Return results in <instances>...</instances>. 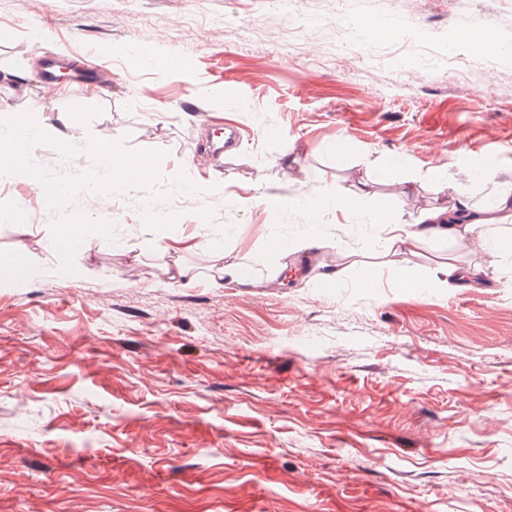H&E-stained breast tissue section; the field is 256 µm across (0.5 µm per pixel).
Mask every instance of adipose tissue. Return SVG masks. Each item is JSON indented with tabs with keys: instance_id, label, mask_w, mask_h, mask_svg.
I'll return each mask as SVG.
<instances>
[{
	"instance_id": "adipose-tissue-1",
	"label": "adipose tissue",
	"mask_w": 512,
	"mask_h": 512,
	"mask_svg": "<svg viewBox=\"0 0 512 512\" xmlns=\"http://www.w3.org/2000/svg\"><path fill=\"white\" fill-rule=\"evenodd\" d=\"M308 217H316L330 209H347L362 213L369 223L392 221V208L387 198L378 195L372 182L364 181L344 190L323 189L314 195H305L299 203ZM512 218V188L503 189L474 204L467 188L458 187L453 191L450 209H437L427 213L422 223L399 228L387 240V247L397 251L407 244L424 238H442L453 242L465 240L476 224H499Z\"/></svg>"
}]
</instances>
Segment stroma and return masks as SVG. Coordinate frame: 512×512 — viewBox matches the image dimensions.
Returning a JSON list of instances; mask_svg holds the SVG:
<instances>
[{
	"instance_id": "obj_1",
	"label": "stroma",
	"mask_w": 512,
	"mask_h": 512,
	"mask_svg": "<svg viewBox=\"0 0 512 512\" xmlns=\"http://www.w3.org/2000/svg\"><path fill=\"white\" fill-rule=\"evenodd\" d=\"M364 19L388 34L363 37ZM479 24L503 52L466 39ZM98 41L93 80L39 102L35 56ZM509 73L512 0H0V118L78 148L36 146L38 163L82 173L88 136L119 139L200 188L80 193L67 215L115 230L67 275L56 212L0 175V512H512V255L435 238L388 253L383 227L297 204L395 156L414 191L375 189L398 224L454 186L512 187ZM488 152L492 180L471 182ZM311 232L319 247L274 271L267 234ZM228 259L262 286H214ZM444 259L447 287L400 288V268L433 280ZM179 265L194 286L170 280Z\"/></svg>"
}]
</instances>
